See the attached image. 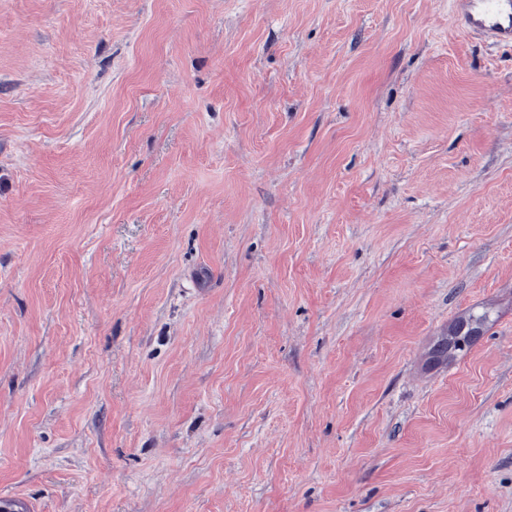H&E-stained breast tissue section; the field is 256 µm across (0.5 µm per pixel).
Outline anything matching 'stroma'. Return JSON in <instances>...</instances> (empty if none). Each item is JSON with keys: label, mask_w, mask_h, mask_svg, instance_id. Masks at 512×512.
Here are the masks:
<instances>
[{"label": "stroma", "mask_w": 512, "mask_h": 512, "mask_svg": "<svg viewBox=\"0 0 512 512\" xmlns=\"http://www.w3.org/2000/svg\"><path fill=\"white\" fill-rule=\"evenodd\" d=\"M3 495L512 512V48L452 0H0Z\"/></svg>", "instance_id": "1"}]
</instances>
